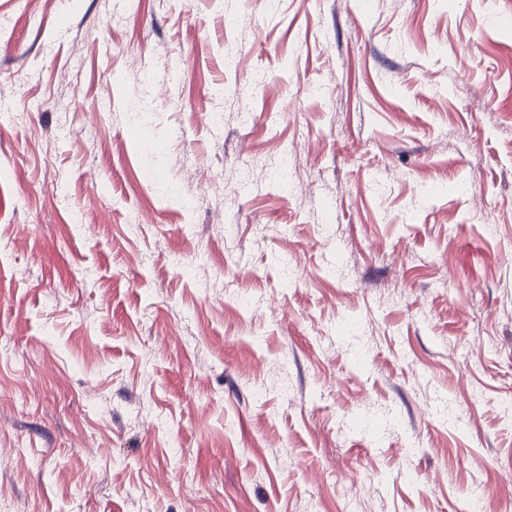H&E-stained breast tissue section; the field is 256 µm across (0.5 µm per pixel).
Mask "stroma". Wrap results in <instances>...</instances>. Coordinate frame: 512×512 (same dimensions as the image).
<instances>
[{"mask_svg":"<svg viewBox=\"0 0 512 512\" xmlns=\"http://www.w3.org/2000/svg\"><path fill=\"white\" fill-rule=\"evenodd\" d=\"M507 11L0 0V512H512Z\"/></svg>","mask_w":512,"mask_h":512,"instance_id":"obj_1","label":"stroma"}]
</instances>
